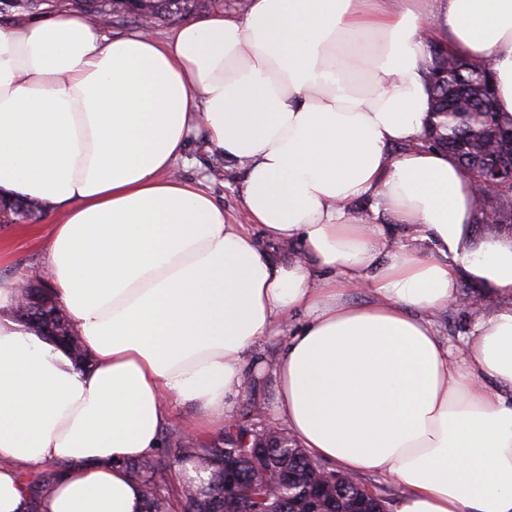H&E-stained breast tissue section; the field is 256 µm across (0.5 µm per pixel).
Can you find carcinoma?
I'll use <instances>...</instances> for the list:
<instances>
[{"label": "carcinoma", "instance_id": "cac0c4a2", "mask_svg": "<svg viewBox=\"0 0 512 512\" xmlns=\"http://www.w3.org/2000/svg\"><path fill=\"white\" fill-rule=\"evenodd\" d=\"M219 0H0V13L11 9L53 11L70 5L91 18L100 17L109 22L119 20L141 27L142 16H151L159 25L173 17L194 11L211 10ZM431 89L436 123L423 139L427 147L443 150L470 176L471 180L483 177L484 156L493 153L496 143L487 139L477 142L474 129L484 128L495 136L512 135V114L493 110H479L483 96L480 82L467 72L432 75ZM461 96L472 99L474 111L466 112L453 122H448V101ZM496 206L512 211V184L499 182L492 192ZM13 217L20 223L36 219L41 206L33 201L17 199L6 203ZM16 316L32 326L40 335L71 347L76 357L85 356L61 305L51 304L40 312L22 299ZM178 428L167 430L163 450L157 454L129 460L125 463L129 475L144 488V512H216L232 510L224 504V456L241 455L242 449L233 448L220 437L213 442L191 443L177 438ZM204 467L213 482V497L208 504L195 500L190 479L172 480V468ZM270 474L267 481H256L249 487L247 512H304L310 499L317 494L324 498L329 512H386L387 501L362 478L336 474V481L320 485L319 475L325 468L307 455L296 441L291 447L279 448L265 464ZM286 470L295 478L296 488L276 494L272 491L273 476Z\"/></svg>", "mask_w": 512, "mask_h": 512}]
</instances>
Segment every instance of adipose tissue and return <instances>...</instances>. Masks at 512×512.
I'll list each match as a JSON object with an SVG mask.
<instances>
[{
	"instance_id": "obj_1",
	"label": "adipose tissue",
	"mask_w": 512,
	"mask_h": 512,
	"mask_svg": "<svg viewBox=\"0 0 512 512\" xmlns=\"http://www.w3.org/2000/svg\"><path fill=\"white\" fill-rule=\"evenodd\" d=\"M436 46L489 62L512 113V0H248L167 39L65 7L0 24V197L57 211L45 272L89 358L0 282V512H30L23 476L51 463L40 512H141L124 461L171 401L196 433L231 423L278 336L271 416L314 459L391 477L397 512H512V239L464 248L472 182L419 143ZM198 127L241 223L172 174ZM462 274L509 305L455 350L432 316ZM34 305L28 302L24 296L19 307L16 309V316L25 324L31 325L41 336L53 339L59 343L70 346L71 351L76 357H84L85 351L82 343H78L74 336L73 329L69 324L68 318L60 302L58 305L52 302L47 309L39 308L40 314L34 312ZM55 311L56 314H53ZM56 332H62L57 335Z\"/></svg>"
}]
</instances>
